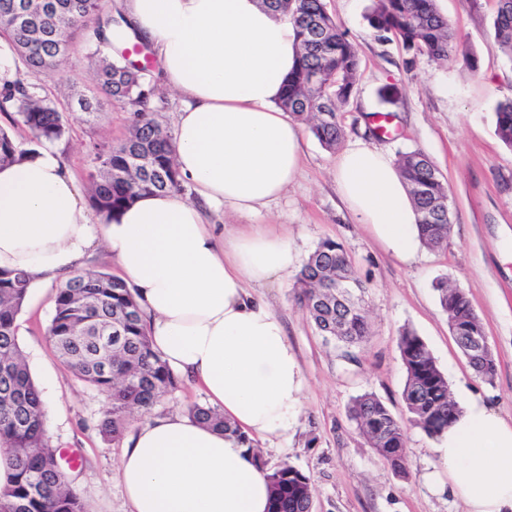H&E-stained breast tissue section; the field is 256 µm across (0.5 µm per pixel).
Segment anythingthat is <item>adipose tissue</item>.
Listing matches in <instances>:
<instances>
[{"mask_svg": "<svg viewBox=\"0 0 512 512\" xmlns=\"http://www.w3.org/2000/svg\"><path fill=\"white\" fill-rule=\"evenodd\" d=\"M127 12L183 97L173 149L197 200L145 195L96 224L57 153L35 151L0 165V269L24 271L37 287L102 244L169 367L252 440L287 438L305 376L282 320L254 289L287 274L291 247L270 234L224 239L210 218L259 212L299 168L301 132L278 105L295 29L259 0H128ZM336 187L397 258L413 255L416 215L392 158L349 145ZM434 452L444 490L465 512H512V423L484 398L463 391L462 413ZM268 475L235 438L179 412L138 426L119 462L131 512H267Z\"/></svg>", "mask_w": 512, "mask_h": 512, "instance_id": "obj_1", "label": "adipose tissue"}]
</instances>
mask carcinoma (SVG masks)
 I'll list each match as a JSON object with an SVG mask.
<instances>
[{"label": "carcinoma", "instance_id": "cac0c4a2", "mask_svg": "<svg viewBox=\"0 0 512 512\" xmlns=\"http://www.w3.org/2000/svg\"><path fill=\"white\" fill-rule=\"evenodd\" d=\"M24 1L36 8L17 23L14 13ZM262 4L275 15L288 17L299 41L298 62L278 105L293 119L306 122L320 145L332 150L343 134L338 112L352 95L360 67L356 48L341 32L325 0H262ZM367 21L378 38L393 36L412 53L407 60L410 65L420 55L438 63L456 59L460 36L439 12L437 0H373ZM493 25L501 52L512 61V0H498ZM130 28L131 23L122 13H112L106 0H0V37L28 73L58 69L67 60L71 41L79 35L90 45L88 58L96 89L130 110L129 135L94 152L97 172L91 202L106 221L142 194L177 192L182 185L172 155V133L150 107L157 95L150 69H137L123 55L108 54L117 44L148 47L138 32H128ZM8 106L16 107L23 125L40 142L54 143L65 134L60 112L39 92L38 85L7 69L0 75V111ZM496 133L512 147V99L497 107ZM28 153L20 141L0 129V164ZM396 165L417 213L420 241L430 248L443 247L450 232L448 183L418 150L399 153ZM346 261L339 243L319 242L296 274L293 288L324 340L349 348L364 342L368 319L362 297L344 304L327 288L340 274L356 290L365 292L345 267ZM29 283L23 271L0 270V449L7 452L11 465L8 483L0 487V512H89L66 474L57 469V450L46 435L41 391L18 342L17 318ZM434 289L470 365L485 380L493 381L492 350L470 346L471 337L485 335L470 299L443 280ZM102 323L122 327L121 342L112 345L110 352L93 342ZM48 335L61 362L108 399L110 407L99 429L114 442L122 438L131 415L151 414L180 383L153 349L132 289L107 272L77 271L58 285ZM398 348L406 374L403 399L411 414L408 423L372 393L355 398L348 413L384 463L404 475L407 425L436 438L447 430L459 408L447 378L420 336L404 329ZM187 415L235 437L250 450L256 448L251 438L213 407L193 404ZM270 483L269 512H309V476L283 462L272 471Z\"/></svg>", "mask_w": 512, "mask_h": 512}]
</instances>
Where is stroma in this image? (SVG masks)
<instances>
[{
	"label": "stroma",
	"instance_id": "stroma-1",
	"mask_svg": "<svg viewBox=\"0 0 512 512\" xmlns=\"http://www.w3.org/2000/svg\"><path fill=\"white\" fill-rule=\"evenodd\" d=\"M326 4L360 58L353 94L340 112L343 143L360 141L393 158L425 153L448 182L451 228L444 248L421 245L412 257L396 258L345 206L336 189V151L306 129L301 169L285 196L256 215L225 213V236L285 233L300 262L319 241L335 240L365 287L370 334L349 351L325 343L314 330L295 298L293 276L261 287L286 325L306 386L288 440L260 443V458L267 468L286 462L310 476V512H464L433 482L436 439L410 428L407 473L396 474L359 433L348 408L355 397L372 393L396 417L408 419L398 348L408 327L426 343L450 392L467 387L512 420V148L495 131L497 104L512 98V61L494 36L496 0H437L461 36L459 52L450 64L421 56L411 67L401 45L374 36L366 19L372 0ZM87 53L86 43L76 41L65 64L36 77L67 127L55 147L84 193L96 172L95 146L121 142L129 131V110L122 105L103 103L90 117L69 110L72 98L95 91ZM377 112L393 117L392 138L370 133ZM441 278L468 294L482 321L496 362L493 381L482 379L456 344L434 289ZM56 289L52 283L31 292L17 320L32 377L56 404L45 418L48 440L77 458L69 476L90 512H129L116 472L124 444L98 431L108 401L72 375L48 336Z\"/></svg>",
	"mask_w": 512,
	"mask_h": 512
}]
</instances>
